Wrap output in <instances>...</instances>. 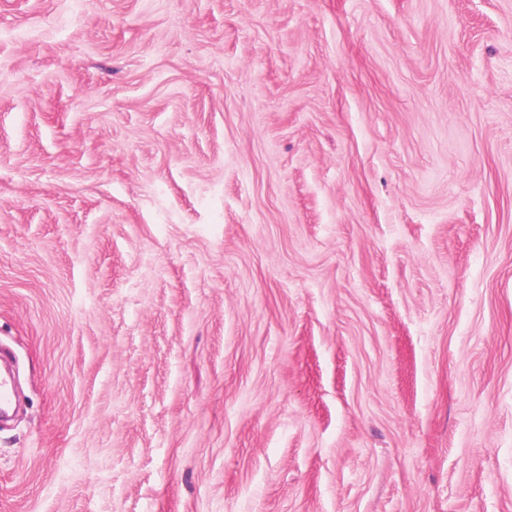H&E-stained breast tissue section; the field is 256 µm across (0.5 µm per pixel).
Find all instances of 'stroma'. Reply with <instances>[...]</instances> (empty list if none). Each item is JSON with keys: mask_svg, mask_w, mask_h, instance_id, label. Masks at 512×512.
Wrapping results in <instances>:
<instances>
[{"mask_svg": "<svg viewBox=\"0 0 512 512\" xmlns=\"http://www.w3.org/2000/svg\"><path fill=\"white\" fill-rule=\"evenodd\" d=\"M0 512H512V0H0Z\"/></svg>", "mask_w": 512, "mask_h": 512, "instance_id": "35a3bbf8", "label": "stroma"}]
</instances>
